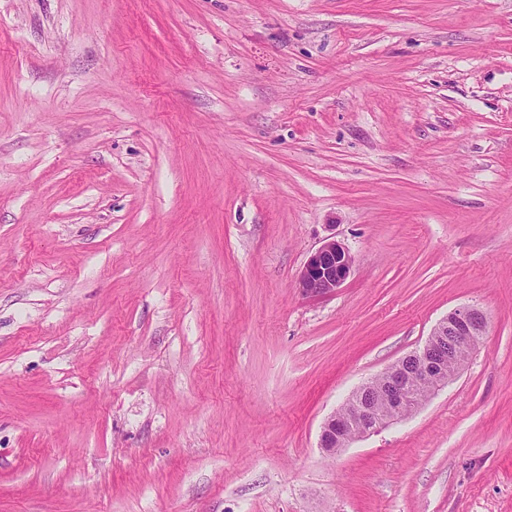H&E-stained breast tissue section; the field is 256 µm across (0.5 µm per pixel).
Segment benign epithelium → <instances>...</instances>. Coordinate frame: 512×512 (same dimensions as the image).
Here are the masks:
<instances>
[{
  "mask_svg": "<svg viewBox=\"0 0 512 512\" xmlns=\"http://www.w3.org/2000/svg\"><path fill=\"white\" fill-rule=\"evenodd\" d=\"M354 257L334 239H327L312 252L300 270L299 288L306 295L330 294L349 278ZM487 333V318L475 306H460L448 312L433 328L425 344L376 376L379 385L362 384L324 422L319 447L328 455L352 442L402 420L417 411L430 395L446 387L465 366L470 353ZM425 381L418 392L410 381Z\"/></svg>",
  "mask_w": 512,
  "mask_h": 512,
  "instance_id": "7a95c632",
  "label": "benign epithelium"
}]
</instances>
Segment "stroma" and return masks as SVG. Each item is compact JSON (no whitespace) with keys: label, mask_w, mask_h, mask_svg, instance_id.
<instances>
[{"label":"stroma","mask_w":512,"mask_h":512,"mask_svg":"<svg viewBox=\"0 0 512 512\" xmlns=\"http://www.w3.org/2000/svg\"><path fill=\"white\" fill-rule=\"evenodd\" d=\"M0 512H512V0H0ZM354 257L335 239H327L312 252L300 270L299 288L306 295L330 294L349 278ZM487 333V318L475 306H460L448 312L433 328L425 344L384 372L362 384L324 422L319 447L335 455L352 442L414 413L436 391L446 387L465 366L470 353ZM419 390L411 386L410 381ZM411 413V414H412Z\"/></svg>","instance_id":"obj_1"}]
</instances>
